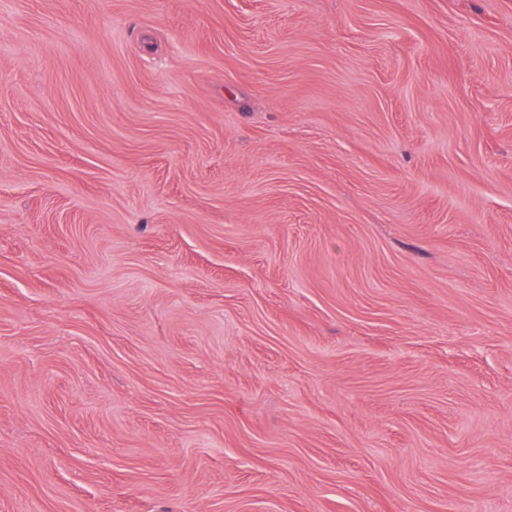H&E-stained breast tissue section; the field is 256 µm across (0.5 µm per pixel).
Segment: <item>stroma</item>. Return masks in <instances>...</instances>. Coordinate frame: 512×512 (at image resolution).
I'll return each instance as SVG.
<instances>
[{
	"label": "stroma",
	"mask_w": 512,
	"mask_h": 512,
	"mask_svg": "<svg viewBox=\"0 0 512 512\" xmlns=\"http://www.w3.org/2000/svg\"><path fill=\"white\" fill-rule=\"evenodd\" d=\"M0 512H512V0H0Z\"/></svg>",
	"instance_id": "obj_1"
}]
</instances>
